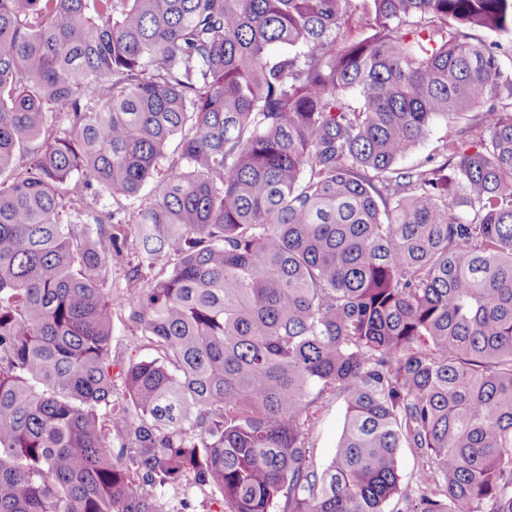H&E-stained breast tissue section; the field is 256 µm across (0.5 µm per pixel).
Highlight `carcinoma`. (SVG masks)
Returning a JSON list of instances; mask_svg holds the SVG:
<instances>
[{"label": "carcinoma", "instance_id": "cac0c4a2", "mask_svg": "<svg viewBox=\"0 0 512 512\" xmlns=\"http://www.w3.org/2000/svg\"><path fill=\"white\" fill-rule=\"evenodd\" d=\"M476 29L512 0H0V512H388L401 448L399 512H512V74ZM126 224L173 266L114 297ZM117 305L157 353L121 397ZM448 134V127L444 122L435 124L427 138L416 146L405 158L400 161L401 167H412L432 154L436 153L437 148L442 143L441 140ZM313 426L308 435L312 463L321 471L332 460L342 434L345 404L335 394L321 399L310 411ZM399 473L402 479L403 487L408 491L415 487L420 474L422 473V463L411 448H401L398 459Z\"/></svg>", "mask_w": 512, "mask_h": 512}]
</instances>
